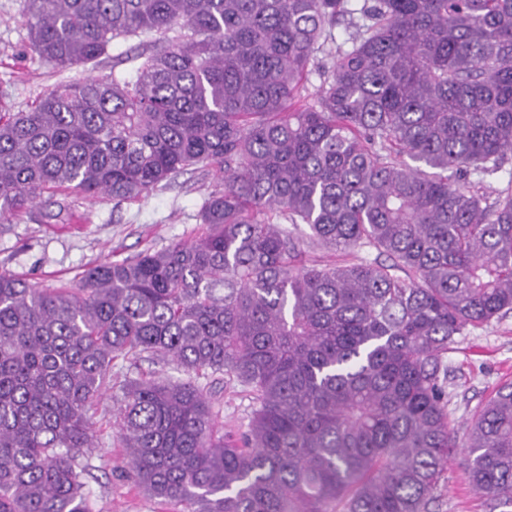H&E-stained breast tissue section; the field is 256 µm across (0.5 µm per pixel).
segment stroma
Masks as SVG:
<instances>
[{
  "mask_svg": "<svg viewBox=\"0 0 512 512\" xmlns=\"http://www.w3.org/2000/svg\"><path fill=\"white\" fill-rule=\"evenodd\" d=\"M25 7V0H0V89L7 93L0 100V110L5 112L28 108L60 81L86 75L83 68L62 70L31 52L23 22ZM149 51V44L140 39L118 40L100 57L94 73L132 71L138 65L137 55ZM214 187L207 170L195 169L145 197L121 204L103 195H42L29 211L0 223V271L54 288L62 282H77L84 269L103 259L122 260L147 249L192 241L203 231L198 212ZM442 366L448 371L449 417L461 433L496 390L512 381V314L457 337ZM166 375L177 378L181 372L147 354L113 362L114 388L92 411L96 447L89 458L91 473L85 478L92 512H177L176 506L126 479L128 453L113 404L125 381ZM198 383L205 387L225 430H247L253 402L243 386L221 374L199 378ZM465 459V449H456L431 512H502L473 490Z\"/></svg>",
  "mask_w": 512,
  "mask_h": 512,
  "instance_id": "obj_1",
  "label": "stroma"
}]
</instances>
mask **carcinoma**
Returning a JSON list of instances; mask_svg holds the SVG:
<instances>
[{
  "label": "carcinoma",
  "mask_w": 512,
  "mask_h": 512,
  "mask_svg": "<svg viewBox=\"0 0 512 512\" xmlns=\"http://www.w3.org/2000/svg\"><path fill=\"white\" fill-rule=\"evenodd\" d=\"M24 19L62 69L118 39L152 53L0 112L1 220L197 166L224 189L191 242L72 286L0 273V512H92L89 411L143 353L187 378L122 386L129 475L181 512H429L460 446L512 507V383L461 445L441 382L456 336L512 312V186L470 181L512 152V0H26ZM282 221L346 260L307 261ZM217 373L252 395L239 437L197 383Z\"/></svg>",
  "instance_id": "obj_1"
}]
</instances>
